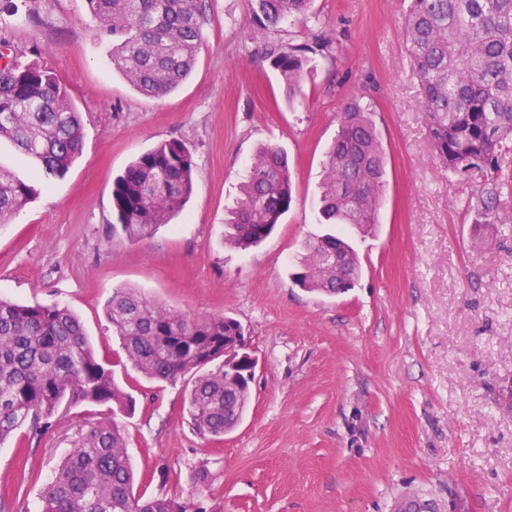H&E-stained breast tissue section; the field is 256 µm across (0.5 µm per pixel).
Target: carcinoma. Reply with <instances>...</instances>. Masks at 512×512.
<instances>
[{"label":"carcinoma","mask_w":512,"mask_h":512,"mask_svg":"<svg viewBox=\"0 0 512 512\" xmlns=\"http://www.w3.org/2000/svg\"><path fill=\"white\" fill-rule=\"evenodd\" d=\"M112 35V65L143 96L159 97L190 75L202 40V0H86ZM262 32L304 16L312 0H251ZM404 29L419 86V106L436 158L450 172L479 166L487 182L468 203L473 224H497L499 157L512 140V0H409ZM314 48L280 43L268 56L288 103L300 101ZM0 138L37 161L46 179L64 176L80 155L82 123L54 73L0 52ZM318 199L320 223L370 232L384 203L387 159L370 109L352 98L338 115ZM194 188V166L178 140L138 156L112 183V237H151L183 210ZM36 195L33 186L0 167V226ZM293 200L287 156L274 145L251 160L240 197L225 220V244L240 250L267 238ZM360 260L345 236L325 233L305 242L296 285L336 295L351 288ZM105 316L126 359L145 377L188 380L185 403L197 432L220 438L235 427L250 394L246 378L224 384V337L241 324L223 314L191 317L134 288L114 291ZM98 408L96 420L44 488L42 512H206L188 497L134 490L127 441L117 417L135 408L109 362L94 349L67 307L0 300V443L30 423L51 428L63 402Z\"/></svg>","instance_id":"1"}]
</instances>
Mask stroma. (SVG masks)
I'll return each mask as SVG.
<instances>
[{
    "mask_svg": "<svg viewBox=\"0 0 512 512\" xmlns=\"http://www.w3.org/2000/svg\"><path fill=\"white\" fill-rule=\"evenodd\" d=\"M408 0H313L311 21L263 35L249 0H204L203 41L190 77L161 97L136 92L112 66V37L85 0H21L0 16V41L48 68L82 119V151L61 178L0 140V166L35 199L0 227V298L77 313L116 381L136 399L122 417L127 452L150 493L205 512H395L408 498L465 512H512V195L504 224L471 223L467 202L487 177L433 156L418 107L402 18ZM303 97L289 106L266 46L314 45ZM373 110L387 156L375 233H344L362 269L347 292L296 286L295 259L325 233L316 200L347 99ZM179 140L193 195L151 237L114 239L112 181L157 144ZM265 144L288 156L293 202L247 251L224 243V218ZM133 287L192 317L241 323L258 359L248 409L215 441L194 428L183 383L144 378L104 316ZM87 419L28 428L0 444V486L21 485L13 512H41L42 491ZM206 469L208 481L195 483Z\"/></svg>",
    "mask_w": 512,
    "mask_h": 512,
    "instance_id": "obj_1",
    "label": "stroma"
}]
</instances>
